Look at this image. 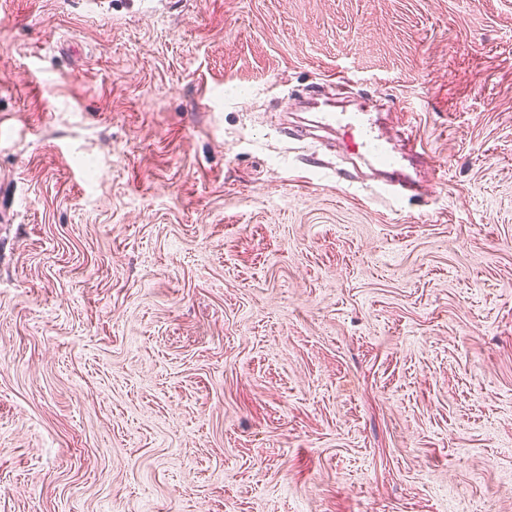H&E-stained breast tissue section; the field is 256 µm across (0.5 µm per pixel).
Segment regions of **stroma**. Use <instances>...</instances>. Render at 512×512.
<instances>
[{"mask_svg":"<svg viewBox=\"0 0 512 512\" xmlns=\"http://www.w3.org/2000/svg\"><path fill=\"white\" fill-rule=\"evenodd\" d=\"M0 512H512V0H0ZM317 123L323 128H333L336 125L344 131L350 132L353 141L354 150L359 154L375 155L381 158V163L386 168L387 173H396L394 162H390L383 149V138L376 134L375 128L369 119L363 114L325 111L319 112Z\"/></svg>","mask_w":512,"mask_h":512,"instance_id":"1","label":"stroma"}]
</instances>
